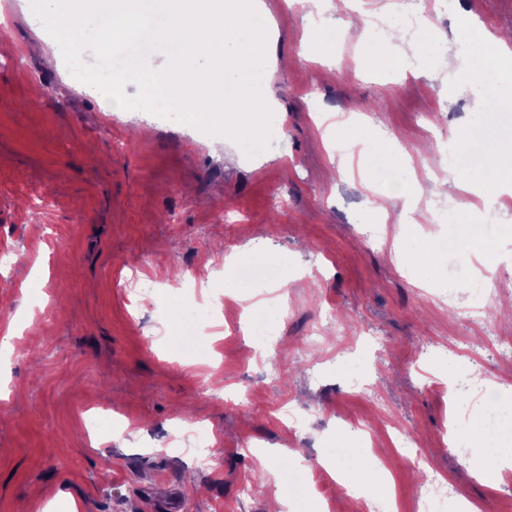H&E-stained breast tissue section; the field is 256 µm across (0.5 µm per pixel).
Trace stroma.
<instances>
[{
    "instance_id": "stroma-1",
    "label": "stroma",
    "mask_w": 512,
    "mask_h": 512,
    "mask_svg": "<svg viewBox=\"0 0 512 512\" xmlns=\"http://www.w3.org/2000/svg\"><path fill=\"white\" fill-rule=\"evenodd\" d=\"M9 24L0 46V512L20 501L66 512H162L171 491L181 512H267L274 497L286 512H361L369 482L354 495L335 482L294 496L290 472L335 463L376 471L388 445L382 428L399 423L408 448L388 453L394 512H418L432 477L446 479L485 512H512V491L478 476L474 445L449 437L445 378L494 375L500 358L470 365L446 352L460 308L490 309L488 330L512 333V213L488 235L502 262L500 289L472 300L484 279L480 256L463 244L450 261L429 259L431 245L408 237L396 263L384 240H366L364 224L401 226L396 183L368 181L386 168L398 180L425 169L441 193L421 207H450L456 236L484 219L470 192L454 182L448 155L481 157L493 125L512 126V108L487 118L484 100L507 98L503 83L469 82L477 51L456 40L466 21L512 30V0H410L426 15L423 57L414 68L382 67L400 45L374 38L373 17L394 13L391 0H326L333 22L321 52L301 43L316 10L264 0L271 144L248 155L223 136L133 110L116 112L99 90L77 80L57 42L34 18L31 0H4ZM459 59L443 64L448 43ZM463 88L445 108L449 83ZM358 116L377 137L400 144L407 161L379 156L371 137L347 142L349 167L329 179L338 132L322 133L325 115ZM224 221H216L218 202ZM245 254L274 269L258 282L272 294L265 313L280 326L278 345H255L230 330L195 338L177 312L195 296L238 297L234 270L218 261ZM160 280L156 307L136 290ZM19 322L16 336L3 327ZM362 373L366 389L346 374ZM287 403L308 420L298 437L271 419ZM131 418L117 430L88 434L89 414ZM357 418L366 442L343 429ZM207 428L217 446L201 467L177 437L184 421Z\"/></svg>"
}]
</instances>
